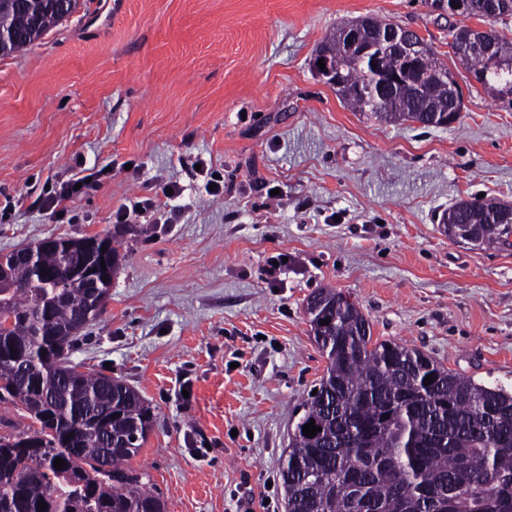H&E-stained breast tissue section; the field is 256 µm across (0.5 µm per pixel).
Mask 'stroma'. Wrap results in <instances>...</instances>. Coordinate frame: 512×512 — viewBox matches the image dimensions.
I'll return each instance as SVG.
<instances>
[{"label":"stroma","instance_id":"stroma-1","mask_svg":"<svg viewBox=\"0 0 512 512\" xmlns=\"http://www.w3.org/2000/svg\"><path fill=\"white\" fill-rule=\"evenodd\" d=\"M80 0L0 57V252L111 235V298L71 352L123 379L156 423L130 465L167 512H285L280 469L326 366L306 300L349 295L375 340L484 383H512V246L458 243L440 219L485 194L512 204V106L455 58L435 0ZM373 15L417 31L455 76L448 126L344 105L314 53ZM224 175L210 195L206 172ZM98 181L57 216L77 170ZM127 228L112 213L162 199ZM287 258L278 286L262 269ZM91 178V182L85 183V180ZM82 183V186L75 190V185ZM93 183V174L76 177L65 183L59 192H54V195H50L46 199V207L51 209L53 212L63 213L67 210L65 202L69 199L83 193L84 189H87Z\"/></svg>","mask_w":512,"mask_h":512}]
</instances>
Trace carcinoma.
<instances>
[{
  "label": "carcinoma",
  "instance_id": "obj_1",
  "mask_svg": "<svg viewBox=\"0 0 512 512\" xmlns=\"http://www.w3.org/2000/svg\"><path fill=\"white\" fill-rule=\"evenodd\" d=\"M0 5V56L27 49L64 20L44 0ZM465 18L506 17L501 0H469ZM358 37L375 39L389 23L358 17ZM454 55L485 89L512 95V41L492 31L486 52L468 26H451ZM336 48L331 70L342 101L387 122L442 125L454 109L434 52L420 72L393 54L383 66L392 83L378 89L370 66L349 58L346 27L320 49ZM448 236L472 245L506 243L512 205L461 199L441 218ZM107 251H101V247ZM96 269L92 283L68 278L78 262ZM33 272L0 254V404L31 420L0 434V512H166L160 494L128 467L155 420L123 380L79 371L69 351L104 310L118 255L110 236L59 239L38 251ZM46 273H41V270ZM107 280H102V277ZM28 283L19 292L9 283ZM322 288L308 301L314 339L326 358L317 394L302 403L281 468L286 512H512V387L481 384L395 341H374L359 307L341 306ZM329 324H322L323 320ZM434 374V382L424 379ZM389 418H383V415ZM320 431L303 435L310 420ZM65 460L54 467L55 458Z\"/></svg>",
  "mask_w": 512,
  "mask_h": 512
}]
</instances>
